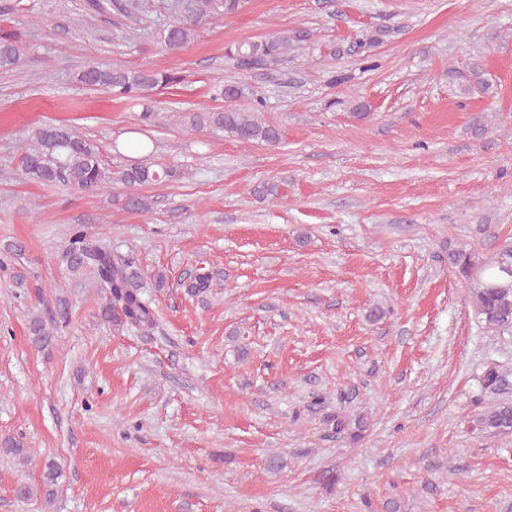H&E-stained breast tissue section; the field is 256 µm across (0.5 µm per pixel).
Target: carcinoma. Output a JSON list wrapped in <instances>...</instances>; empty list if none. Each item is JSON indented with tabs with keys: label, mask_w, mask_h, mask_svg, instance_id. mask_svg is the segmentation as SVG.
Masks as SVG:
<instances>
[{
	"label": "carcinoma",
	"mask_w": 512,
	"mask_h": 512,
	"mask_svg": "<svg viewBox=\"0 0 512 512\" xmlns=\"http://www.w3.org/2000/svg\"><path fill=\"white\" fill-rule=\"evenodd\" d=\"M245 4L246 0H169L163 9L170 14V19L158 30V38L167 49L179 50L190 42L201 21L236 14ZM87 5L97 13L117 11L133 24V31L137 30L146 11V0H87ZM308 40L309 32L303 29L290 34L279 32L258 40L234 43L227 47L226 54L241 65H249L277 59L291 47L300 48ZM19 53L18 38L5 31L0 33V68L11 69L18 63ZM73 80L120 99L141 101L152 89L181 83L183 76L177 71L106 68L92 64L75 73ZM241 94L237 84L216 87L215 97L228 102V106L197 112L192 116V124L199 128L223 129L243 142L278 144L280 133L276 127L256 119L254 112L233 105ZM34 139L33 148L20 158L21 170L29 179L46 186L96 193L111 183L133 189L176 176V170L157 169L150 162L110 169L99 147L70 128L40 127ZM64 259L71 274L76 276L88 271L93 275L101 297L100 318L113 331L145 330L156 325L154 309L141 295V273L131 261L116 258L107 248L88 242L80 229L70 236ZM448 264L464 280L477 284L473 308L479 323L491 332H512V241L504 243L494 258L481 260L473 252L458 250L448 255ZM29 331L36 347L51 345L53 336L40 318L31 319ZM473 429L494 435L512 432V403L499 402L484 407L473 419Z\"/></svg>",
	"instance_id": "cac0c4a2"
}]
</instances>
